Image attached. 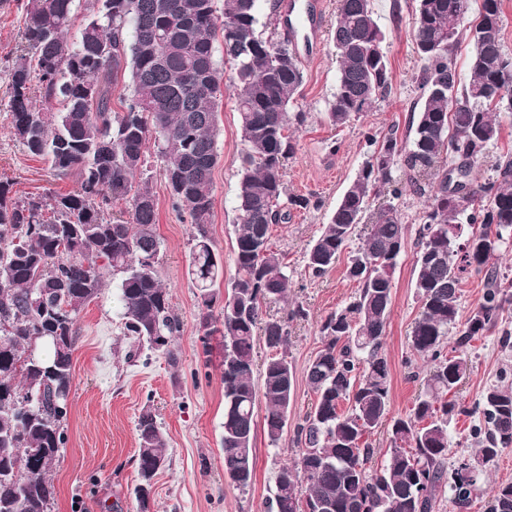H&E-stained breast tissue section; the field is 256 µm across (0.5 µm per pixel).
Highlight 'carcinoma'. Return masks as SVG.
<instances>
[{"label": "carcinoma", "instance_id": "cac0c4a2", "mask_svg": "<svg viewBox=\"0 0 512 512\" xmlns=\"http://www.w3.org/2000/svg\"><path fill=\"white\" fill-rule=\"evenodd\" d=\"M73 2L26 0L22 53L0 71L16 140L53 176H74L79 184L67 194L23 199L0 178V512H51L49 472L67 444L76 318L101 293L103 269L118 277L124 330L176 361L179 323L156 269L161 243L150 143L172 208L196 230L189 274L209 328L203 348L208 336L223 337L224 474L245 489L256 471L258 404L265 406L269 445H278L288 426L295 389L288 322L307 318L300 304L283 319L262 318L263 303L286 301L293 288L270 243L273 225L288 219L283 198L310 206L308 198L287 196L284 183L290 130L306 121L295 110L302 61L287 39L259 29V0H224L220 15L215 0H91L78 25ZM415 2V52L423 61L417 116L405 137L392 132L378 142L306 253L309 274L319 278L360 233L347 268L358 290L321 323V348L306 371L315 403L294 424L299 457L276 474L273 512H434L445 485L465 509L485 465L512 446V384L492 385L479 402L484 425L474 430L470 456L475 480L464 483L446 466L449 419L472 367L468 350L512 307V282H502L496 268L501 246L512 240V153L498 158L495 178L471 177L500 138L496 114L512 112L503 0H480L473 21L469 0ZM226 21L234 27L224 28ZM463 30L473 46L466 84L453 60ZM331 39L338 70L327 116L341 127L391 85L371 0H337ZM218 41L244 143L235 217L239 276L219 306L224 257L208 234L224 101ZM124 74L130 96L116 112L112 86ZM408 190L427 198L413 271L420 310L409 342L432 366L411 412L395 417L381 349L407 227L395 205L375 202ZM118 200L128 203L126 211L109 214ZM466 226L465 239L448 236ZM480 274L483 301L461 326L460 288ZM454 330L450 356L445 340ZM259 335L271 351L260 366ZM383 425L391 448L372 473L369 438ZM138 440L141 484L165 466L167 439L149 410L139 417ZM489 512H512L511 483L495 488Z\"/></svg>", "mask_w": 512, "mask_h": 512}]
</instances>
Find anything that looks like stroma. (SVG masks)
Here are the masks:
<instances>
[{
  "instance_id": "35a3bbf8",
  "label": "stroma",
  "mask_w": 512,
  "mask_h": 512,
  "mask_svg": "<svg viewBox=\"0 0 512 512\" xmlns=\"http://www.w3.org/2000/svg\"><path fill=\"white\" fill-rule=\"evenodd\" d=\"M324 31L309 59L298 99L307 120L293 137L294 154L285 163L289 194L309 197L306 210H289L287 222L273 226L271 246L284 254L295 286L290 298L302 303L309 316L290 324L288 359L295 371L292 417L310 410L315 396L305 372L321 346L318 327L331 312L344 307L357 284L346 275L348 254L335 268L315 278L305 270L304 255L319 236L326 215L367 159L368 136L383 137L390 129L406 133L419 99L415 79L421 62L414 51L412 0H373L385 33L381 49L391 71V89L370 111L350 123L332 127L326 120L336 90L337 62L327 30L334 23L336 0H324ZM25 0H0V62L14 58L21 44ZM5 88L0 85V177L13 183L16 196L76 191L75 178L51 175L44 160L32 156L14 138ZM220 162L213 175L214 209L209 236L224 256L221 288L237 277L234 261L235 206L243 149L232 94H225L219 115ZM152 191L158 208L156 232L161 246L157 271L169 291L173 314L180 322L173 348L175 359L137 344L124 335L116 282L105 277L100 295L79 312L73 353L74 380L64 422L67 444L50 477L55 486L51 512H139L134 487L138 482L139 448L136 424L143 409H151L167 439L166 465L155 479L153 512H270L278 468L294 461L299 447L293 431H285L278 446L264 433L255 439L256 473L247 489L224 477L220 438L224 422L221 381V337L205 336L201 301L188 274L192 224L177 217L161 176ZM395 205L408 227L406 249L393 275V299L383 353L391 370L392 415L412 409L419 384L415 373L425 364L413 354L408 337L418 316L413 285L417 229L424 208L422 196L405 193ZM472 369L458 393L463 410L448 426V462L472 454V433L482 417L475 413L484 389L512 382V310L474 340L469 352Z\"/></svg>"
}]
</instances>
